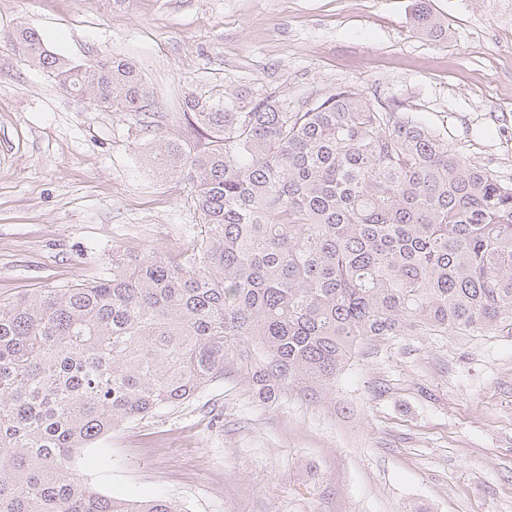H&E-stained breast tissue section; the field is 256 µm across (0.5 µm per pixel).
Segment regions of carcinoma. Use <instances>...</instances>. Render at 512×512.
<instances>
[{
  "instance_id": "carcinoma-1",
  "label": "carcinoma",
  "mask_w": 512,
  "mask_h": 512,
  "mask_svg": "<svg viewBox=\"0 0 512 512\" xmlns=\"http://www.w3.org/2000/svg\"><path fill=\"white\" fill-rule=\"evenodd\" d=\"M412 27L448 35L426 0ZM8 43L63 92L155 125L127 60L73 62L24 24ZM182 109L195 141L167 133L152 163L192 184V247L0 302V512H182L93 491L73 454L228 375L263 403L318 399L368 340L512 335V181L419 115L348 86L294 107L191 90Z\"/></svg>"
}]
</instances>
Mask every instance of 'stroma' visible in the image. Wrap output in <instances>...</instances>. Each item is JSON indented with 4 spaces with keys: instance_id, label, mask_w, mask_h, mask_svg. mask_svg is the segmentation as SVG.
<instances>
[{
    "instance_id": "1",
    "label": "stroma",
    "mask_w": 512,
    "mask_h": 512,
    "mask_svg": "<svg viewBox=\"0 0 512 512\" xmlns=\"http://www.w3.org/2000/svg\"><path fill=\"white\" fill-rule=\"evenodd\" d=\"M0 0V301L112 273V256L182 254L201 227L188 183L147 165L192 140L181 100L259 85L296 105L349 85L402 102L478 166L512 179V14L491 0ZM135 64L158 126L61 92L7 42ZM71 466L95 491L184 512H512V335L368 342L328 399L266 405L225 377L115 427ZM412 13V27L419 34L434 39H441L448 36V21L441 18L429 8L428 2L417 0Z\"/></svg>"
}]
</instances>
